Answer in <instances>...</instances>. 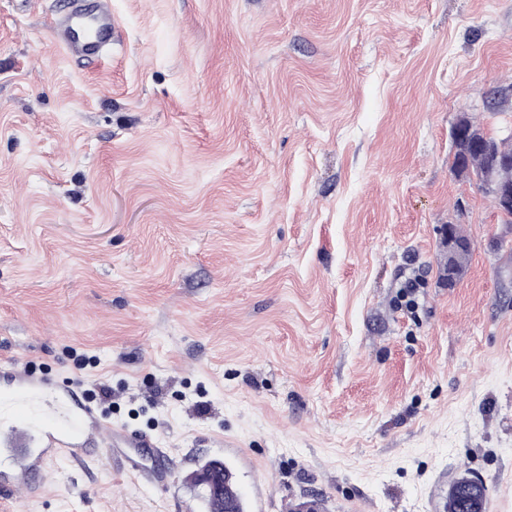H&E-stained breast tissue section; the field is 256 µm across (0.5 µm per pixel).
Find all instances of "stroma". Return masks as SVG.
Instances as JSON below:
<instances>
[{
	"instance_id": "1",
	"label": "stroma",
	"mask_w": 512,
	"mask_h": 512,
	"mask_svg": "<svg viewBox=\"0 0 512 512\" xmlns=\"http://www.w3.org/2000/svg\"><path fill=\"white\" fill-rule=\"evenodd\" d=\"M110 6L86 61L0 0V363L159 450L90 439L12 512H206L208 459L247 512H444L466 473L512 512V224L451 169L460 116L512 133V0ZM215 464H219L220 467L216 466ZM222 469H223V463L218 462V461L213 464V473L214 474L212 473L210 468H200L195 471L191 484L194 487H199V488L203 489L204 497L212 496L216 492V487H215L213 476H214V478L218 479L219 482L223 486V473H222V478L217 477V473L222 472Z\"/></svg>"
}]
</instances>
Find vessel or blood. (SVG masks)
I'll use <instances>...</instances> for the list:
<instances>
[{
    "instance_id": "1",
    "label": "vessel or blood",
    "mask_w": 512,
    "mask_h": 512,
    "mask_svg": "<svg viewBox=\"0 0 512 512\" xmlns=\"http://www.w3.org/2000/svg\"><path fill=\"white\" fill-rule=\"evenodd\" d=\"M60 24L65 29L63 46L72 56H98L112 44L115 21L108 6L95 0H73ZM12 378L6 393L9 422L0 428V455L13 463L10 475L0 479V501L9 502L18 490L31 491L45 464L62 452H78L91 435L110 439L123 436V429L100 418L90 401L74 389L57 391L55 403L45 411L35 410V382L16 364L0 366Z\"/></svg>"
}]
</instances>
